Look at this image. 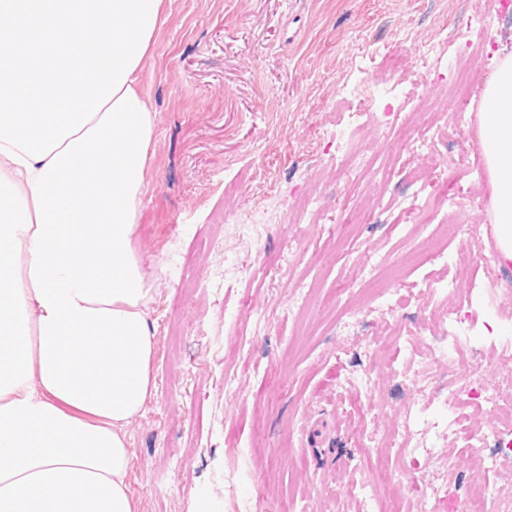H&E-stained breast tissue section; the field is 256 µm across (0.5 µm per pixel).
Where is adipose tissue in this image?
Masks as SVG:
<instances>
[{"label":"adipose tissue","mask_w":512,"mask_h":512,"mask_svg":"<svg viewBox=\"0 0 512 512\" xmlns=\"http://www.w3.org/2000/svg\"><path fill=\"white\" fill-rule=\"evenodd\" d=\"M160 5L0 0V512L135 509L126 427L156 390L130 247L153 134L137 82ZM480 139L512 265V49Z\"/></svg>","instance_id":"adipose-tissue-1"}]
</instances>
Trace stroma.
Wrapping results in <instances>:
<instances>
[{
  "mask_svg": "<svg viewBox=\"0 0 512 512\" xmlns=\"http://www.w3.org/2000/svg\"><path fill=\"white\" fill-rule=\"evenodd\" d=\"M498 0H163L161 22L140 73L154 134L131 247L151 299L156 391L128 427L129 492L137 512H366L340 485L369 478V464L397 469L393 442L413 397L381 375L361 396L356 371L373 366L441 371L417 303L388 334L357 277L363 265L407 295L454 279L474 329L458 354L462 370L499 379L497 337L512 325L477 296L512 283V266L495 262L492 205L482 156L480 114L448 118V154L471 166L430 182L427 194L466 193L477 239L448 241L451 264L397 262L432 230L413 225L419 185L406 154L390 153L395 132L378 127L390 104L411 114L414 138L431 137L418 100L437 78L416 58L427 46L453 57L452 29L483 42L476 75L485 83L494 52L512 47ZM388 93L362 116L348 142L350 115L333 111L339 90ZM371 155L389 181L339 172V149ZM320 199L344 216L360 210L356 234L338 238L330 222L291 224L286 203ZM233 203L241 223L224 221ZM219 236L220 251L207 242ZM357 310L344 325V306ZM490 418L461 398L443 452L449 494L484 481L512 486V465L477 468V435Z\"/></svg>",
  "mask_w": 512,
  "mask_h": 512,
  "instance_id": "obj_1",
  "label": "stroma"
}]
</instances>
